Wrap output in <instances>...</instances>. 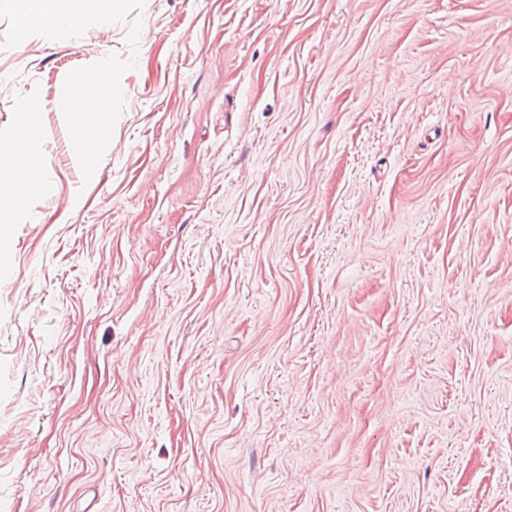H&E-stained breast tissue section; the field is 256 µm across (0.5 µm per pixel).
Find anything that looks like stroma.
Returning a JSON list of instances; mask_svg holds the SVG:
<instances>
[{
  "instance_id": "35a3bbf8",
  "label": "stroma",
  "mask_w": 512,
  "mask_h": 512,
  "mask_svg": "<svg viewBox=\"0 0 512 512\" xmlns=\"http://www.w3.org/2000/svg\"><path fill=\"white\" fill-rule=\"evenodd\" d=\"M21 145L0 512H512V0L3 10ZM63 0H3L0 6L12 8L19 16L18 29L27 30L32 20H39L45 24H59L71 16L62 7ZM70 112H72L77 121L81 124L92 123L94 132L86 137L81 142V150L84 154L92 156L94 155L99 147L100 142L104 133H106V127L98 120L95 113L98 112L94 109L92 103L88 98L82 94H74L69 100Z\"/></svg>"
}]
</instances>
